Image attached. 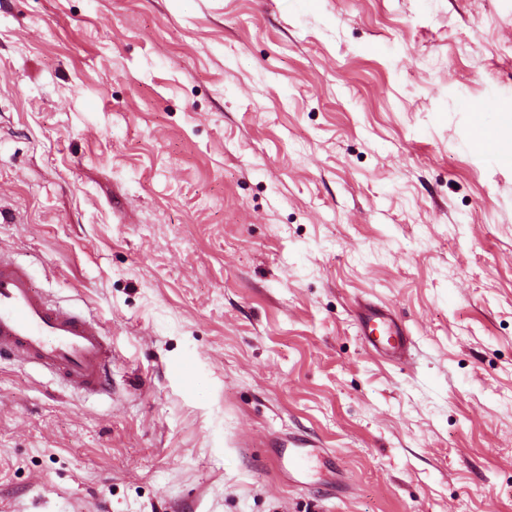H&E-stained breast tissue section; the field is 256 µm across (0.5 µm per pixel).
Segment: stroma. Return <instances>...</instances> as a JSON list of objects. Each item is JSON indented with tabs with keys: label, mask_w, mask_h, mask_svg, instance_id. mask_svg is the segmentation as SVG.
I'll return each mask as SVG.
<instances>
[{
	"label": "stroma",
	"mask_w": 512,
	"mask_h": 512,
	"mask_svg": "<svg viewBox=\"0 0 512 512\" xmlns=\"http://www.w3.org/2000/svg\"><path fill=\"white\" fill-rule=\"evenodd\" d=\"M495 99L512 0H0V249L112 348L0 359V512H512ZM359 333L363 343L378 353L403 355L409 342L391 313L373 307L364 308ZM323 452L322 448H316L313 443L288 444V441H283L276 448L275 457L280 470L288 474V479L298 481L319 466Z\"/></svg>",
	"instance_id": "stroma-1"
}]
</instances>
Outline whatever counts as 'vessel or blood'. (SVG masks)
Wrapping results in <instances>:
<instances>
[{"mask_svg": "<svg viewBox=\"0 0 512 512\" xmlns=\"http://www.w3.org/2000/svg\"><path fill=\"white\" fill-rule=\"evenodd\" d=\"M372 350L404 354L408 338L391 313L364 308L359 323ZM9 357L48 371L68 387L86 393L111 390V352L105 329L94 317L64 307L35 287L22 263L0 251V358ZM281 471L298 480L321 462L319 448L281 442L275 452Z\"/></svg>", "mask_w": 512, "mask_h": 512, "instance_id": "1", "label": "vessel or blood"}]
</instances>
